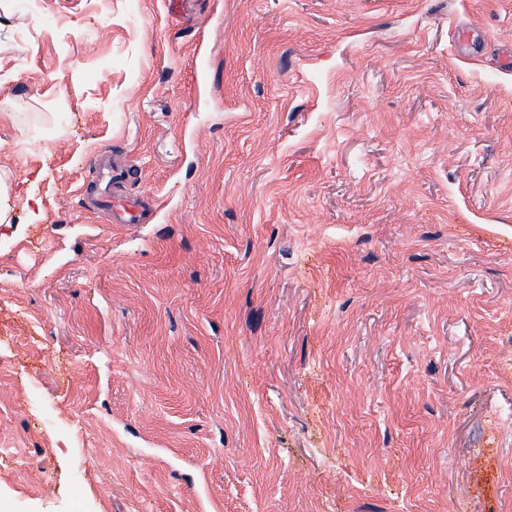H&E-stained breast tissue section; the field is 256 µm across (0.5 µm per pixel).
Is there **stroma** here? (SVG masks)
<instances>
[{"label":"stroma","mask_w":512,"mask_h":512,"mask_svg":"<svg viewBox=\"0 0 512 512\" xmlns=\"http://www.w3.org/2000/svg\"><path fill=\"white\" fill-rule=\"evenodd\" d=\"M507 40L512 0H7L0 512H512ZM104 151L153 220L82 206Z\"/></svg>","instance_id":"obj_1"}]
</instances>
